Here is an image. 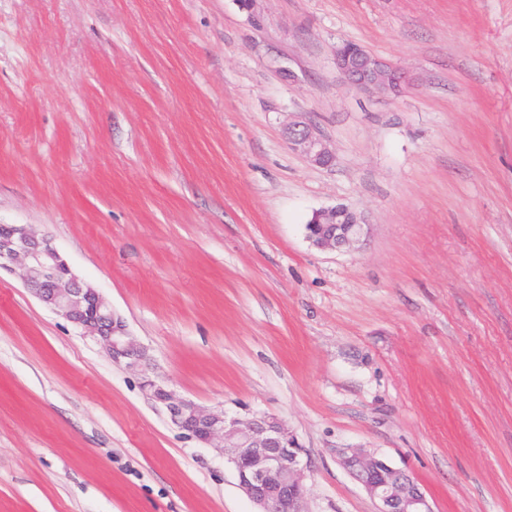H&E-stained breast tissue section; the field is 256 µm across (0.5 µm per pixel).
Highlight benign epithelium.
I'll use <instances>...</instances> for the list:
<instances>
[{
	"mask_svg": "<svg viewBox=\"0 0 512 512\" xmlns=\"http://www.w3.org/2000/svg\"><path fill=\"white\" fill-rule=\"evenodd\" d=\"M341 79L358 89L399 96L410 76L357 45L334 54ZM288 144L309 165L331 166L335 153L305 115L286 128ZM307 238L320 250L349 249L370 231L364 216L346 205L313 212ZM18 269L25 287L43 304L96 340L112 363L139 372L142 389L167 412L173 425L200 443L219 449L235 469L238 486L257 512H305L307 465L287 424L274 415L248 419L205 409L158 381L144 349L98 290L78 279L50 238L30 224H0V270ZM340 465L359 483L376 512H434L417 479L364 448H339Z\"/></svg>",
	"mask_w": 512,
	"mask_h": 512,
	"instance_id": "obj_1",
	"label": "benign epithelium"
}]
</instances>
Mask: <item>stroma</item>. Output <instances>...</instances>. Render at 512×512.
<instances>
[{
    "label": "stroma",
    "mask_w": 512,
    "mask_h": 512,
    "mask_svg": "<svg viewBox=\"0 0 512 512\" xmlns=\"http://www.w3.org/2000/svg\"><path fill=\"white\" fill-rule=\"evenodd\" d=\"M346 41L412 88L345 84ZM336 204L370 234L322 251L305 224ZM0 224L48 236L164 385L284 420L306 512H374L340 448L434 512H512V0H0ZM0 512L255 507L4 270ZM286 134L290 148L309 165L327 168L333 164V149L306 115L294 116L287 124Z\"/></svg>",
    "instance_id": "stroma-1"
}]
</instances>
